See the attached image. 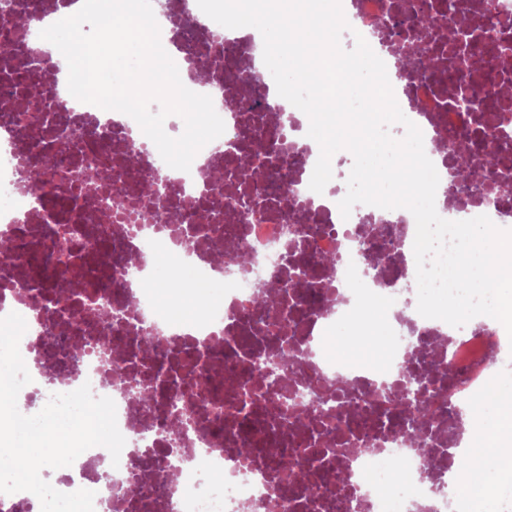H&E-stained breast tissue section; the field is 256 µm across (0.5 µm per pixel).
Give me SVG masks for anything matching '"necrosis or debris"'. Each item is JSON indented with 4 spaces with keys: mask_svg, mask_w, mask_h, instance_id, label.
Segmentation results:
<instances>
[{
    "mask_svg": "<svg viewBox=\"0 0 512 512\" xmlns=\"http://www.w3.org/2000/svg\"><path fill=\"white\" fill-rule=\"evenodd\" d=\"M356 36L378 44L430 43L435 63L394 64L391 85L446 176L464 148L492 155L491 181L511 191L497 205L459 206L439 184L436 210L447 220L485 215L512 226V141L496 139L490 116L512 108V61L490 69L470 43L512 45V0H341ZM160 33L170 44L208 53V77L194 76L178 54L182 82L212 98L224 133L203 147L190 171L166 163L130 116L76 100L59 77L23 89L25 72L54 64L35 28L16 40L0 21V236L13 260L0 265V317L50 314L27 329L19 349L32 377L18 409L32 415L51 395L90 385L111 398L126 443L119 461L106 448L84 451L58 479V491H94L108 512H467L456 460L467 432H454L492 380L512 377L506 330L478 316L456 328L422 317L406 292L416 285L410 211L358 204L342 218L346 188L312 192L319 157L301 112L277 115L273 78L253 36L226 38L196 0H162ZM455 47L456 79L448 71ZM253 81L240 84L244 74ZM476 97L469 110L456 97ZM263 177L239 178L241 157ZM46 166L44 184L28 167ZM106 172L96 196L80 190L89 169ZM167 171L163 200L146 186ZM26 198L17 214L7 200ZM158 209L143 221L141 212ZM109 242L103 261L98 245ZM36 252L44 276L31 275ZM177 255L169 274L161 256ZM333 258L314 282L297 277L293 259ZM79 261L99 290L61 297L52 275ZM172 301L196 298L218 283L223 296L197 306L189 321L162 316L156 281ZM276 286L259 303L255 282ZM383 347L380 367L334 353L328 335ZM424 377L420 425L388 386ZM308 473V485L291 472Z\"/></svg>",
    "mask_w": 512,
    "mask_h": 512,
    "instance_id": "obj_1",
    "label": "necrosis or debris"
}]
</instances>
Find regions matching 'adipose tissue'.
Segmentation results:
<instances>
[{"instance_id": "1", "label": "adipose tissue", "mask_w": 512, "mask_h": 512, "mask_svg": "<svg viewBox=\"0 0 512 512\" xmlns=\"http://www.w3.org/2000/svg\"><path fill=\"white\" fill-rule=\"evenodd\" d=\"M469 422L473 477L464 487L472 512H486L488 499L512 496V380L493 381Z\"/></svg>"}]
</instances>
